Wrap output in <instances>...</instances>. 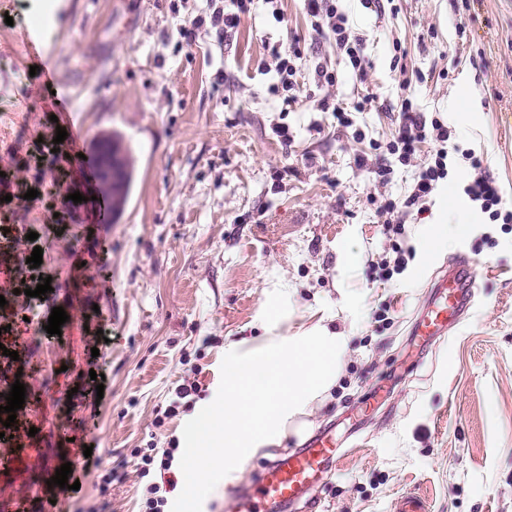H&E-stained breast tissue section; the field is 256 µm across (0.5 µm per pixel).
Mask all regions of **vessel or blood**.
<instances>
[{"label":"vessel or blood","mask_w":512,"mask_h":512,"mask_svg":"<svg viewBox=\"0 0 512 512\" xmlns=\"http://www.w3.org/2000/svg\"><path fill=\"white\" fill-rule=\"evenodd\" d=\"M48 127L52 130L62 127L67 131L62 147L70 155L71 174L92 175L93 159L80 156L84 125L79 115L66 103H59L56 119ZM478 267L477 259L463 257L449 264L447 271L433 280V298L426 311L415 319L412 335L427 342L445 338L449 326L468 312L477 288L482 285ZM336 458V440L331 434L312 435L286 458L269 461L248 485L229 489L226 497L231 512H276L278 506L300 502L324 482ZM390 512H429V508L423 496L404 492L394 499Z\"/></svg>","instance_id":"obj_1"}]
</instances>
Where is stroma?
Here are the masks:
<instances>
[{
  "label": "stroma",
  "instance_id": "stroma-1",
  "mask_svg": "<svg viewBox=\"0 0 512 512\" xmlns=\"http://www.w3.org/2000/svg\"><path fill=\"white\" fill-rule=\"evenodd\" d=\"M395 4L380 14L364 0L339 2L371 63L362 81L301 0H281L277 17L265 6L243 18L224 46L205 39L180 50L170 0H0V115L12 127L0 136V170L26 156L55 108L57 94L29 74L37 61L57 71L86 148L116 130L135 158L128 201L111 223L83 208L53 237L39 205L0 220V285L21 274L16 249L33 245L58 282L29 311L0 307V343L19 355L0 360V374L26 388L0 442V512H87L103 497L112 512H140L136 450L182 441L186 422L214 400L233 344L255 348L317 325L348 338L336 382L224 477L202 512H226L225 487L247 483L316 430L345 436L353 421V447L311 492L315 512H389L410 489L430 512H512V224L468 199L471 171L459 161L465 151L482 156L512 207V0ZM35 18L49 28L36 59L26 37ZM294 42L304 57L286 107L270 92L269 49ZM399 53L421 75L407 89L393 70ZM325 58L336 73L326 95L314 81ZM466 84L478 95L473 112L459 102ZM407 96L451 128L457 163L396 234L378 206L404 201L418 174V163L385 149ZM325 97L347 107L349 126L322 108ZM282 123L286 144L275 132ZM77 229L83 239L70 256L64 246ZM400 251L409 259L399 274L368 278ZM462 256L480 260L483 286L443 343L419 349L409 329L428 282ZM55 307L69 316L60 334L32 344ZM103 337L107 347L92 355ZM94 372L105 376L100 399ZM183 380L201 400L164 417ZM85 445L102 468L122 465L125 480L102 486L93 468L79 490L58 494L49 480Z\"/></svg>",
  "mask_w": 512,
  "mask_h": 512
}]
</instances>
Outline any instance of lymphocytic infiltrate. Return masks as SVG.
<instances>
[{"instance_id":"obj_1","label":"lymphocytic infiltrate","mask_w":512,"mask_h":512,"mask_svg":"<svg viewBox=\"0 0 512 512\" xmlns=\"http://www.w3.org/2000/svg\"><path fill=\"white\" fill-rule=\"evenodd\" d=\"M275 0H203L202 5L194 7L189 15H182L179 5H172L173 17L179 18L177 33L182 45L191 47L204 37H212L215 42H223L229 31L238 27L243 17L248 16L257 4H274ZM307 15L319 22L321 30L337 50L344 53L359 78L368 75L369 62L366 60L359 38L352 36L346 14L339 10L336 0H304ZM278 81L272 91L281 95L284 102H293L292 91L296 84L295 76L298 62L303 58L299 46H275L271 49ZM430 140L439 141L440 149L427 159H420L421 146ZM448 140V127L439 119L427 117L420 112L411 99H403L399 108V122L396 134L390 142L388 151L396 155L402 164L420 160L418 176L410 195L404 203L385 200L380 213L385 224L400 223L401 205H415L425 201L436 189L439 182L447 178L453 163L443 144ZM473 172L472 179L465 185L464 192L476 203L482 212L492 220L506 224L512 223V210L502 206V194L498 183L490 177L481 157L468 152L464 155ZM177 460L174 449H147L140 455V475L146 478L143 491L146 512H165L169 503L168 496L178 485L175 472Z\"/></svg>"}]
</instances>
